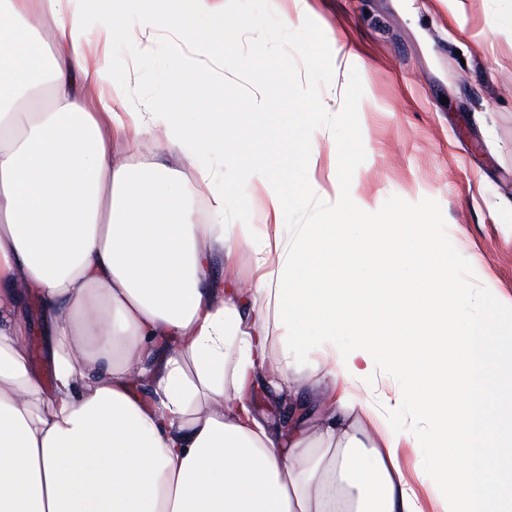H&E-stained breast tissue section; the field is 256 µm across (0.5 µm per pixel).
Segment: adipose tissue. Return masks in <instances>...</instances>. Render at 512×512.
<instances>
[{
	"label": "adipose tissue",
	"instance_id": "obj_1",
	"mask_svg": "<svg viewBox=\"0 0 512 512\" xmlns=\"http://www.w3.org/2000/svg\"><path fill=\"white\" fill-rule=\"evenodd\" d=\"M224 16V0H0V512H420L392 422L407 403L437 428L421 478L442 512H512V304L455 279L430 225L354 220L335 196L268 244L245 287L212 272L254 237L224 221L229 186L131 163L159 133L166 154L223 155L272 216L300 204L259 161L252 100L225 126L207 77L179 60L176 107H131L98 50L124 34L142 58L169 32L220 57ZM317 333L345 342L312 360ZM380 364L400 382L382 408L362 394ZM262 382L308 391L288 433L252 403Z\"/></svg>",
	"mask_w": 512,
	"mask_h": 512
}]
</instances>
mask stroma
<instances>
[{"label": "stroma", "instance_id": "35a3bbf8", "mask_svg": "<svg viewBox=\"0 0 512 512\" xmlns=\"http://www.w3.org/2000/svg\"><path fill=\"white\" fill-rule=\"evenodd\" d=\"M307 17L331 49L353 52L363 86L358 106L366 152L351 197L375 212L392 195L436 200L450 240L471 263L475 284L512 303V0H308ZM319 155L308 167L316 190L266 221L257 189L236 182L228 162L208 155L217 180L251 199L248 213L226 209L228 224L251 220L255 236L225 277L253 279L256 259L274 235L293 237L318 223L337 170L335 139L319 128ZM395 425L416 440L403 451L409 481L430 464L432 424L402 408Z\"/></svg>", "mask_w": 512, "mask_h": 512}]
</instances>
